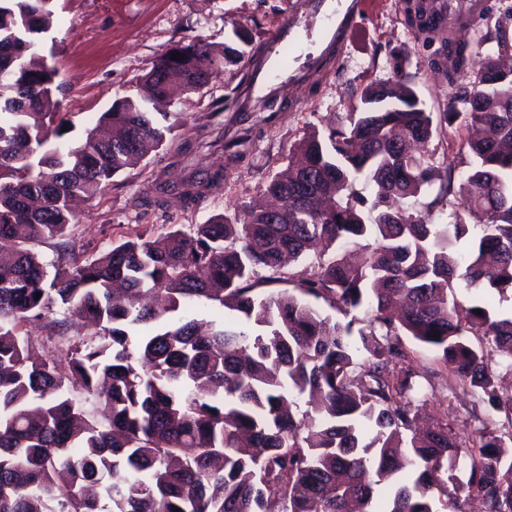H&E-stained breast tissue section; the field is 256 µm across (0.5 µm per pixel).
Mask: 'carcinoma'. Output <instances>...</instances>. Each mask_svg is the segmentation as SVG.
Instances as JSON below:
<instances>
[{
    "mask_svg": "<svg viewBox=\"0 0 512 512\" xmlns=\"http://www.w3.org/2000/svg\"><path fill=\"white\" fill-rule=\"evenodd\" d=\"M53 2L0 0V512H103V499L108 512H435V491L453 512L472 498L512 512V390L498 389L489 364L493 352L512 361V315L456 296L512 292V73L486 84L490 56L471 70L485 42L512 53V28L444 42L450 105L437 115L398 64L368 84L268 182L288 202L280 213L250 208L158 237L146 228L86 257L71 201L100 198L165 143L154 109L166 77L203 95L251 38L235 26L222 44L176 42L135 97L102 113L112 131L72 146L53 101L57 72L39 56ZM404 15L426 42L441 31L427 0H404ZM443 123L474 135L442 174L397 140L426 147ZM190 153H175L180 187L154 183L156 202L176 191L197 203L222 186L224 166ZM435 184L456 200L446 224L404 206ZM473 233L465 255L458 245ZM46 240L50 264L32 248ZM312 254L316 264L280 275ZM284 279L294 288L257 292ZM313 298L363 310L358 338ZM201 299L228 318L206 329L168 321ZM74 317L93 332L52 350L23 331L35 319L60 331ZM403 335L486 395L508 435L483 425L460 439L446 423L417 432L427 398Z\"/></svg>",
    "mask_w": 512,
    "mask_h": 512,
    "instance_id": "1",
    "label": "carcinoma"
}]
</instances>
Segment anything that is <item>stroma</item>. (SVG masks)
<instances>
[{
    "instance_id": "1",
    "label": "stroma",
    "mask_w": 512,
    "mask_h": 512,
    "mask_svg": "<svg viewBox=\"0 0 512 512\" xmlns=\"http://www.w3.org/2000/svg\"><path fill=\"white\" fill-rule=\"evenodd\" d=\"M293 0H55L53 21L40 34V52L58 70L54 97L72 126L65 143L82 142L99 116L113 102L135 96L139 82L155 60L180 40L199 37L224 42L233 25L252 35L253 46L268 48ZM434 48L417 40L406 24L401 0H373L363 18L349 33L339 59L324 70L322 78L288 83L276 92L273 120L262 112L240 108L223 114L225 139L250 130L240 157L229 161L221 147H205L208 161L224 165L222 187L206 199L185 204L168 196L155 205L144 191L156 177L181 182V167L171 165L176 149L197 138L199 116L214 101L231 94L252 70L249 62L227 67L205 95L182 94L163 104L173 131L164 149L114 177L97 200L78 203L73 234L78 244L105 251L125 236L150 228L153 235L170 225L201 224L217 214L242 211L260 201L268 181L292 156L306 133L323 128L336 114L347 111L370 82L392 75L394 60H401L409 84L426 108L444 111L448 82L444 68L432 66ZM469 133L455 125L438 128L426 153L427 161L446 169L450 160L467 150ZM407 365L432 380L434 388L420 409L424 422L448 424L466 436L473 415L490 423L498 417L473 388L453 376L437 354L413 340H405Z\"/></svg>"
}]
</instances>
